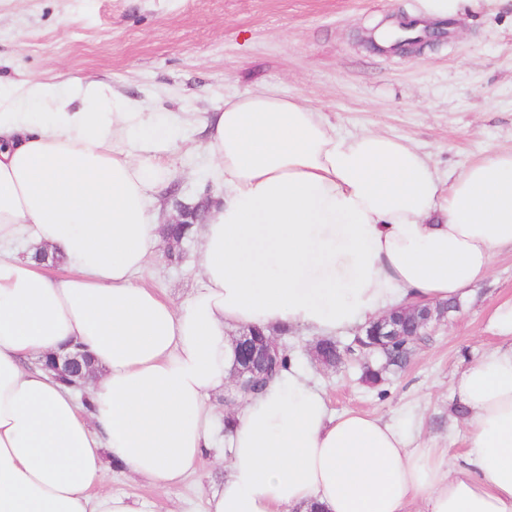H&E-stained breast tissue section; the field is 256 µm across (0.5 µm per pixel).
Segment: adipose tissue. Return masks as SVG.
Listing matches in <instances>:
<instances>
[{
  "label": "adipose tissue",
  "instance_id": "obj_1",
  "mask_svg": "<svg viewBox=\"0 0 512 512\" xmlns=\"http://www.w3.org/2000/svg\"><path fill=\"white\" fill-rule=\"evenodd\" d=\"M184 123L103 83L0 80V512H150L104 490L105 466L163 494L197 472L205 399L233 389L229 327L332 335L464 298L512 250V151L443 183L401 139L343 136L298 98L254 93L194 123L223 201L174 305L135 275L159 241V154ZM43 246L60 273L33 259ZM490 326L501 343L451 386L462 456L332 413L292 365L235 411L207 512H512V298ZM72 344L101 374L83 403L34 364Z\"/></svg>",
  "mask_w": 512,
  "mask_h": 512
}]
</instances>
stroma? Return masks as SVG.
Wrapping results in <instances>:
<instances>
[{
	"instance_id": "stroma-1",
	"label": "stroma",
	"mask_w": 512,
	"mask_h": 512,
	"mask_svg": "<svg viewBox=\"0 0 512 512\" xmlns=\"http://www.w3.org/2000/svg\"><path fill=\"white\" fill-rule=\"evenodd\" d=\"M419 9L420 0H0V78L102 82L157 112H212L257 92L298 97L340 132L405 140L444 178L488 150H512V5L471 0L413 55L369 44L378 24ZM160 158L180 194L216 204L196 137L175 135ZM170 250L160 245L143 281L178 305L196 286L199 246L183 243L175 262ZM511 297L505 249L476 293L375 386L362 381L356 357L333 368L315 362L318 337L308 330L275 339L325 390L332 411L400 422L417 443L456 453L467 443L449 418L450 385L497 344L489 315ZM226 473L205 457L174 496L204 512Z\"/></svg>"
}]
</instances>
